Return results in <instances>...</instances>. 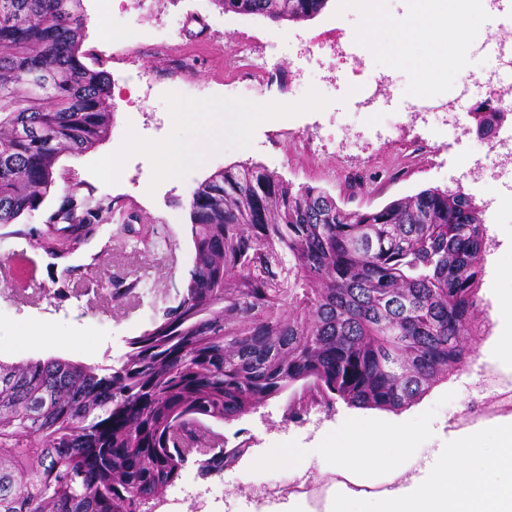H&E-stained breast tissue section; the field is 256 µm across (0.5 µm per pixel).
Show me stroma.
Wrapping results in <instances>:
<instances>
[{
	"label": "stroma",
	"instance_id": "35a3bbf8",
	"mask_svg": "<svg viewBox=\"0 0 512 512\" xmlns=\"http://www.w3.org/2000/svg\"><path fill=\"white\" fill-rule=\"evenodd\" d=\"M138 14L136 0H83L88 18L80 52L85 65L110 79L108 110L112 117L105 139L81 155H61L55 184L39 211L15 223L0 224V362L61 358L92 366H116L131 338L150 329L163 308L174 305L193 262L190 201L196 188L213 174L236 164L257 165L293 186L310 185L330 194L347 209L372 210L422 190L463 189L483 211L485 249L481 258V300L473 344L484 352L495 323L489 316L492 294H512V176L496 180L464 175L461 160L483 161L487 140L476 134L473 112L485 101L491 74L512 70V0H485L481 25L492 42L508 45L497 54L471 48L460 56L457 44L439 50L438 89L454 101L457 119L444 113L406 108L415 88L410 69L396 56H415V40L390 43L389 33L375 29L381 49L363 53L362 64L344 56L360 42L371 11L391 18L406 11L405 0H328L316 17L274 23L256 16L226 12L214 0H148ZM140 15L145 31L134 43L127 25ZM248 43V58L230 57L231 46ZM191 67L179 68L177 56ZM267 58L269 90L251 81V62ZM470 73L468 87L459 78ZM376 100L356 107L360 86ZM264 102L273 113H254L245 134L238 116L224 105L246 107ZM189 112L180 123L173 114ZM212 130L221 144L206 166L177 178L160 169L157 148ZM140 148H129L130 139ZM118 150L121 166L112 178L100 172L101 156ZM78 195L112 197L136 212L134 224L97 225L75 248L70 229L48 223L68 189ZM56 253L44 250V243ZM70 285L88 287L81 298L57 296L62 270ZM139 280V297L113 300L114 283ZM49 329L55 344L35 348L16 341L21 329ZM288 394L230 422L216 424L226 447L248 442L247 458L221 473L202 475L187 463L168 488L158 512H235L237 500L254 496L261 484L292 485L293 469L279 463L281 449L312 444L352 414L343 401L315 407L302 419L286 417ZM422 423L460 430L512 415V374L481 361L451 373L403 411ZM261 466H253V459Z\"/></svg>",
	"mask_w": 512,
	"mask_h": 512
}]
</instances>
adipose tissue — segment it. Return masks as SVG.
I'll return each instance as SVG.
<instances>
[{
    "instance_id": "obj_1",
    "label": "adipose tissue",
    "mask_w": 512,
    "mask_h": 512,
    "mask_svg": "<svg viewBox=\"0 0 512 512\" xmlns=\"http://www.w3.org/2000/svg\"><path fill=\"white\" fill-rule=\"evenodd\" d=\"M410 0L403 19L390 25L393 40L420 39L442 47L448 23H468L470 0ZM216 134L158 148L166 175L203 168L218 147ZM496 446L483 432L451 434L444 448H425V430L408 420L356 416L320 435L312 447L287 448L281 460L311 488L276 501L244 498L240 512H512V417L496 424Z\"/></svg>"
}]
</instances>
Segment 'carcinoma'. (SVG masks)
<instances>
[{
	"instance_id": "obj_1",
	"label": "carcinoma",
	"mask_w": 512,
	"mask_h": 512,
	"mask_svg": "<svg viewBox=\"0 0 512 512\" xmlns=\"http://www.w3.org/2000/svg\"><path fill=\"white\" fill-rule=\"evenodd\" d=\"M273 22L328 0H213ZM83 0H0V224L36 211L62 153L103 139L109 77L80 59ZM186 288L119 366L0 362V512H148L195 458L247 455L210 422L298 383L319 405L399 411L474 357L482 214L425 189L371 211L235 165L191 202ZM113 200L70 193L47 219L103 224Z\"/></svg>"
}]
</instances>
